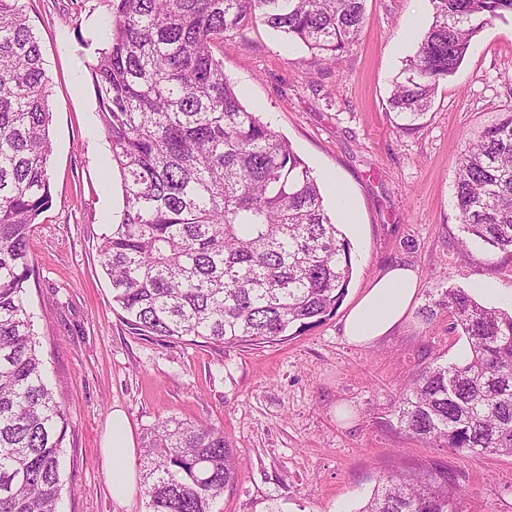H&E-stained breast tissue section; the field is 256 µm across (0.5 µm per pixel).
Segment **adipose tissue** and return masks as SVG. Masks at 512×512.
<instances>
[{"mask_svg": "<svg viewBox=\"0 0 512 512\" xmlns=\"http://www.w3.org/2000/svg\"><path fill=\"white\" fill-rule=\"evenodd\" d=\"M419 276L409 267H396L378 276L345 318L348 342L366 345L384 336L404 319L418 292ZM136 448L123 411L112 413V434L103 450V468L112 498L126 503L137 491L133 461Z\"/></svg>", "mask_w": 512, "mask_h": 512, "instance_id": "obj_1", "label": "adipose tissue"}]
</instances>
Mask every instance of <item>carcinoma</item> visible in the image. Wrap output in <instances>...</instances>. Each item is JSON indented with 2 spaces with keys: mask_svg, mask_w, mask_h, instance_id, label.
Masks as SVG:
<instances>
[{
  "mask_svg": "<svg viewBox=\"0 0 512 512\" xmlns=\"http://www.w3.org/2000/svg\"><path fill=\"white\" fill-rule=\"evenodd\" d=\"M366 0H112L110 35L89 65L123 208L100 246L130 334L175 343H274L334 314L351 244L311 169L243 105L224 75V36L261 22L327 64L354 46ZM433 21L394 81L398 130L420 128L440 82L512 0H430ZM48 79L23 0H0V512H57L65 412L46 379L27 284L29 233L51 204ZM465 233L512 252V113L457 160ZM468 338L458 363L433 361L406 386L409 437L468 454L512 456V311L447 288ZM148 512H213L238 456L211 423L167 418L143 444ZM359 512H458L448 470L393 473Z\"/></svg>",
  "mask_w": 512,
  "mask_h": 512,
  "instance_id": "obj_1",
  "label": "carcinoma"
}]
</instances>
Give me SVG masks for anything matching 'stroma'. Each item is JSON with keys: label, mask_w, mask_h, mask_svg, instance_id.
Returning <instances> with one entry per match:
<instances>
[{"label": "stroma", "mask_w": 512, "mask_h": 512, "mask_svg": "<svg viewBox=\"0 0 512 512\" xmlns=\"http://www.w3.org/2000/svg\"><path fill=\"white\" fill-rule=\"evenodd\" d=\"M50 79L52 202L32 227L29 308L67 433L62 512H147L144 494L113 500L102 468L112 412L135 441L169 416L221 426L239 475L215 512H359L380 476L455 475L461 512H512V457H462L402 433L403 387L433 358L459 361L466 337L419 308L461 288L480 304L488 281L512 292V256L465 242L457 158L512 110V16L487 25L458 72L441 82L424 126L403 133L388 97L432 22L429 0H367L360 39L335 64L257 24L224 40V73L243 103L287 139L313 173L349 192L353 273L334 315L287 341L221 347L128 332L100 264L102 236L122 210L120 180L86 68L109 35V0H25ZM415 39L401 44L405 28ZM416 269V306L388 334L349 343L344 317L371 281Z\"/></svg>", "instance_id": "35a3bbf8"}]
</instances>
